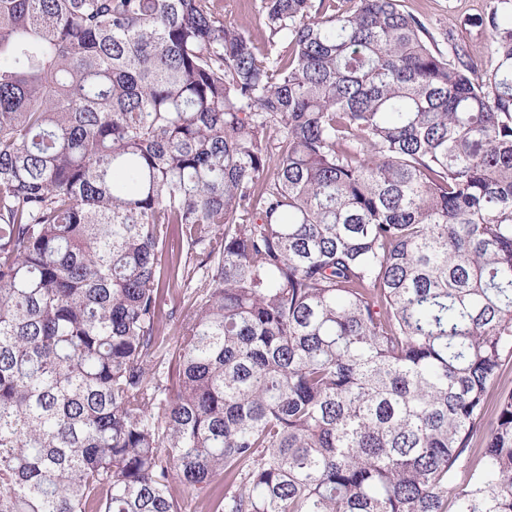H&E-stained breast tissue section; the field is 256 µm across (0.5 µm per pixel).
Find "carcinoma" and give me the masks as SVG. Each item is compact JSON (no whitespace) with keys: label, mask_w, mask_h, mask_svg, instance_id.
<instances>
[{"label":"carcinoma","mask_w":512,"mask_h":512,"mask_svg":"<svg viewBox=\"0 0 512 512\" xmlns=\"http://www.w3.org/2000/svg\"><path fill=\"white\" fill-rule=\"evenodd\" d=\"M260 13L0 0V512H512V0ZM260 0H219V5L224 12V22L243 24L247 26L256 39L258 45L263 48L266 40L265 32L260 18ZM403 9L420 18L448 52L443 33L452 31L455 38L471 47L473 63L480 73L490 72L494 56L489 49V33L478 24L496 6L497 0H400ZM192 304V296H190L189 291H185L184 289H176L173 290L172 294L164 297L163 307L164 309L171 310L174 308L176 310V318L167 323L164 336H166L167 341L169 343L170 351L173 352L175 350V340L178 331V317L181 314L182 316L187 313L188 309ZM510 391L512 392V356L509 354L503 362L497 380L487 392L481 428L470 444L474 457L480 455L485 445L486 434L496 424L500 397Z\"/></svg>","instance_id":"obj_1"}]
</instances>
